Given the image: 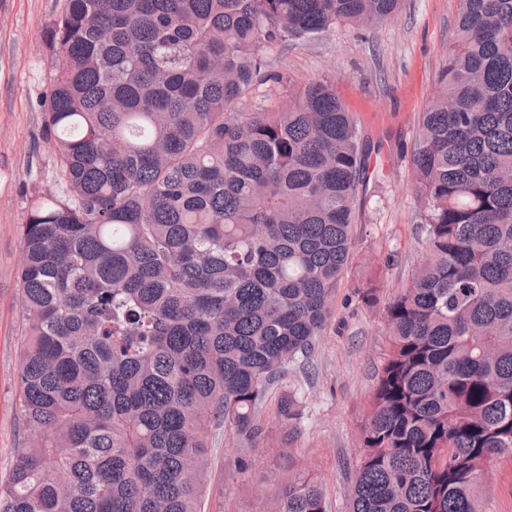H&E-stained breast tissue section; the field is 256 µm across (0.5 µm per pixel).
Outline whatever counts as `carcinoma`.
I'll return each mask as SVG.
<instances>
[{"label":"carcinoma","instance_id":"carcinoma-1","mask_svg":"<svg viewBox=\"0 0 512 512\" xmlns=\"http://www.w3.org/2000/svg\"><path fill=\"white\" fill-rule=\"evenodd\" d=\"M400 2L63 0L42 112L58 189L19 229L30 437L0 512H200L208 428L252 439L324 335L367 169L327 81L236 107L264 48ZM411 165L425 250L386 307L349 512H484L480 475L512 458V0H458ZM275 415L293 433L297 394ZM271 512H327L322 488L297 474Z\"/></svg>","mask_w":512,"mask_h":512}]
</instances>
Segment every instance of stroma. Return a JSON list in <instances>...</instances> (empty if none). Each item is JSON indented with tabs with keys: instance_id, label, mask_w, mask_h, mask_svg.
<instances>
[{
	"instance_id": "1",
	"label": "stroma",
	"mask_w": 512,
	"mask_h": 512,
	"mask_svg": "<svg viewBox=\"0 0 512 512\" xmlns=\"http://www.w3.org/2000/svg\"><path fill=\"white\" fill-rule=\"evenodd\" d=\"M60 7V0H0V478L14 468L25 438L16 385L24 336L19 226L32 201L57 188L42 103L54 66L44 36ZM456 16L457 0H402L399 11L376 26L339 24L265 51L268 70L284 82L259 85L239 111L274 105L286 82L327 80L357 117L365 144L383 149L370 155L371 176L354 197L351 261L325 334L309 364L287 366L274 386L296 392L302 402L298 435L284 444L269 408L250 441L210 427L203 512H268L276 485L299 472L320 484L328 512H348L362 454L360 425L389 349L385 307L410 282L423 251L411 154ZM372 274L380 277L379 299L367 305L355 287ZM242 459L249 463L244 471ZM488 472L485 512H512V460H494Z\"/></svg>"
}]
</instances>
